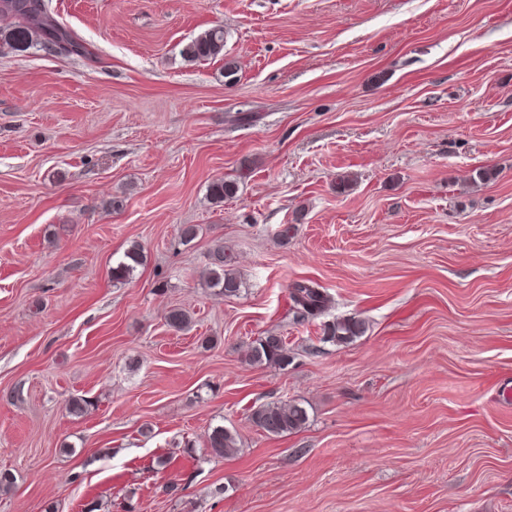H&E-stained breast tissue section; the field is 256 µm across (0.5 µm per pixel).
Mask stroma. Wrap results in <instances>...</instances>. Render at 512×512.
<instances>
[{
	"label": "stroma",
	"instance_id": "obj_1",
	"mask_svg": "<svg viewBox=\"0 0 512 512\" xmlns=\"http://www.w3.org/2000/svg\"><path fill=\"white\" fill-rule=\"evenodd\" d=\"M49 5L88 55L0 30V512H512V0ZM270 333L287 368L246 360ZM182 53L190 61H206L224 54V29H208L192 39ZM141 262V250L138 245H132L124 256V259L119 261L115 267L112 268V278L119 281L128 280L135 271L137 265ZM212 260V266L208 269L206 277L208 287L219 288V293L227 298L237 296L242 287V281L232 268V257L225 254L224 249L219 247L214 250ZM290 297L303 315H314L326 304L324 293L308 282H295L290 288ZM366 331L365 323L355 318L337 319L328 323L324 328L323 340L336 344H345L363 336ZM250 419L268 436H283L300 431L308 421L306 409L296 402H267L253 406ZM238 436L224 426H217L212 429L208 438L210 453L218 457H226L237 450Z\"/></svg>",
	"mask_w": 512,
	"mask_h": 512
}]
</instances>
